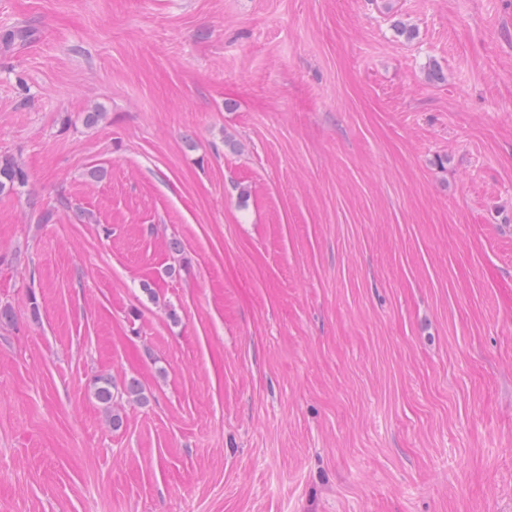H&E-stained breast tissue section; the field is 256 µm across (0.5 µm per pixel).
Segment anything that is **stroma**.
<instances>
[{
  "mask_svg": "<svg viewBox=\"0 0 512 512\" xmlns=\"http://www.w3.org/2000/svg\"><path fill=\"white\" fill-rule=\"evenodd\" d=\"M0 156V512H512V0H0ZM26 184V174L22 167L9 158L0 159V192L16 191ZM114 383L107 378H98L94 381V394L96 398L106 407L110 413V420L113 427L122 425V417L116 411L118 392L115 396Z\"/></svg>",
  "mask_w": 512,
  "mask_h": 512,
  "instance_id": "stroma-1",
  "label": "stroma"
}]
</instances>
